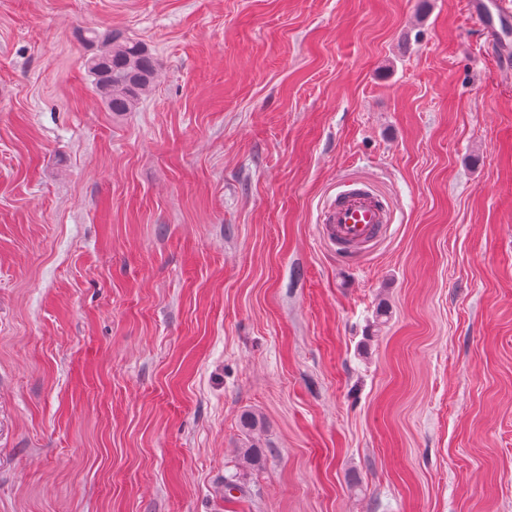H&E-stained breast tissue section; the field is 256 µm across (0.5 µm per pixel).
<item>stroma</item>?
Returning a JSON list of instances; mask_svg holds the SVG:
<instances>
[{
  "label": "stroma",
  "mask_w": 512,
  "mask_h": 512,
  "mask_svg": "<svg viewBox=\"0 0 512 512\" xmlns=\"http://www.w3.org/2000/svg\"><path fill=\"white\" fill-rule=\"evenodd\" d=\"M92 27L155 54L134 111ZM483 44L465 0H0V512H512ZM347 180L394 204L352 266L318 232ZM95 52L86 61L93 85L112 112H131L153 88L158 63L144 43L120 32L86 29Z\"/></svg>",
  "instance_id": "stroma-1"
}]
</instances>
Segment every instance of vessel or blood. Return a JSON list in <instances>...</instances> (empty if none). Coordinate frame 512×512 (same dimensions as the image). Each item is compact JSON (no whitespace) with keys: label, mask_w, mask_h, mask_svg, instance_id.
I'll use <instances>...</instances> for the list:
<instances>
[{"label":"vessel or blood","mask_w":512,"mask_h":512,"mask_svg":"<svg viewBox=\"0 0 512 512\" xmlns=\"http://www.w3.org/2000/svg\"><path fill=\"white\" fill-rule=\"evenodd\" d=\"M466 9L500 76H512V0H466ZM391 221L392 211L381 192L369 182L354 180L324 208L319 233L337 259L349 265L388 236Z\"/></svg>","instance_id":"obj_1"}]
</instances>
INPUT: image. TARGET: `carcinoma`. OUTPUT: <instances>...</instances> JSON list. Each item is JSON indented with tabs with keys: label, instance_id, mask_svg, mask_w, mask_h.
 Wrapping results in <instances>:
<instances>
[{
	"label": "carcinoma",
	"instance_id": "obj_1",
	"mask_svg": "<svg viewBox=\"0 0 512 512\" xmlns=\"http://www.w3.org/2000/svg\"><path fill=\"white\" fill-rule=\"evenodd\" d=\"M84 41L94 48L86 61L93 85L111 112H131L153 88L158 63L144 43L120 32L90 28ZM249 467L262 463L261 448L252 443L240 449Z\"/></svg>",
	"mask_w": 512,
	"mask_h": 512
}]
</instances>
